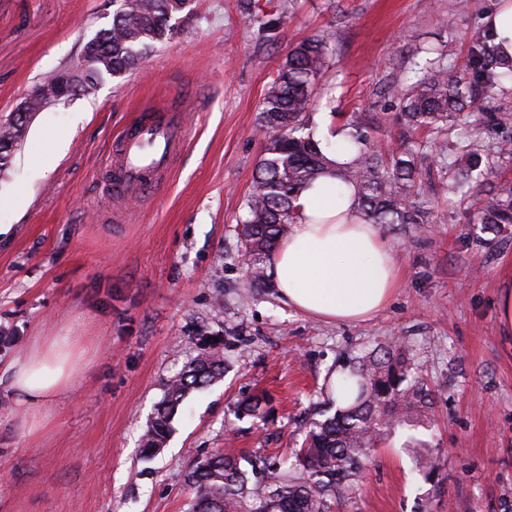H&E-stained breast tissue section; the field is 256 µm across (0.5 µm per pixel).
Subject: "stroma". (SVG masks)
Masks as SVG:
<instances>
[{"mask_svg":"<svg viewBox=\"0 0 512 512\" xmlns=\"http://www.w3.org/2000/svg\"><path fill=\"white\" fill-rule=\"evenodd\" d=\"M501 0H260L278 18L270 42L238 0H191L171 40L144 65L36 113L0 173V512H188V475L213 454L282 458L327 407L351 359L400 342L422 367L430 421L418 428L439 466L419 469L400 434L383 438L331 512H512V347L496 303L512 277V224L476 223L467 199L421 182L425 224H384L400 285L368 321L337 324L282 303L272 284L244 294L241 222L265 135L258 107L288 49L312 36L332 50L314 110L342 127L379 124L376 145L422 153L476 150L480 185L512 186V139L499 108L411 130L387 87L406 85L427 45L463 64ZM112 0H0V115L79 57L112 22ZM184 113L189 135L169 182L141 200L108 197L115 135L138 117ZM119 220H111V213ZM84 348L71 388L30 413L11 364L36 341ZM223 377L192 391L163 451L140 454L167 381L203 352ZM261 400L258 414L242 403Z\"/></svg>","mask_w":512,"mask_h":512,"instance_id":"obj_1","label":"stroma"}]
</instances>
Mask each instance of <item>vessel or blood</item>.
<instances>
[{
  "label": "vessel or blood",
  "instance_id": "obj_1",
  "mask_svg": "<svg viewBox=\"0 0 512 512\" xmlns=\"http://www.w3.org/2000/svg\"><path fill=\"white\" fill-rule=\"evenodd\" d=\"M187 126L178 120L139 119L115 138L109 170L114 197L142 195L164 180L180 156Z\"/></svg>",
  "mask_w": 512,
  "mask_h": 512
}]
</instances>
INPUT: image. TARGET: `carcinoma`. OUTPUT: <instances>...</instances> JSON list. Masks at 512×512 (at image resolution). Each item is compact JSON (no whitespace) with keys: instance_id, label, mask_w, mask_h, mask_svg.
<instances>
[{"instance_id":"obj_1","label":"carcinoma","mask_w":512,"mask_h":512,"mask_svg":"<svg viewBox=\"0 0 512 512\" xmlns=\"http://www.w3.org/2000/svg\"><path fill=\"white\" fill-rule=\"evenodd\" d=\"M190 0H112L111 27L99 31L83 46L81 61L46 77L30 94L41 106L53 94L59 77L70 73L74 87L93 90L107 77L138 69L148 53L174 35L185 18ZM240 12L257 24V34L269 39L277 27L258 0H239ZM331 49L315 36L292 47L272 78L259 111L265 143L253 187L244 209L243 237L250 267L247 287L263 282L259 261L298 223L294 201L309 183L336 169V178L355 190L357 215L368 224H424L428 212L414 202L420 171L417 154L395 150L385 157L374 150L366 114L355 112L345 127L354 156L333 165L329 154L344 146H320L308 132L320 81L328 68ZM425 64L415 66L417 79L405 87H389L402 108V117L414 129H439L465 110L480 109L486 97L512 85V56L494 44L485 32L475 39L461 70L448 64L441 47L425 49ZM21 117L12 113L0 121V171L17 151ZM436 168L455 169L446 189L467 197L480 224H512V188L483 196L473 191L481 175V160L463 153L448 160L440 152ZM224 375V359L204 354L166 384L162 405L143 435V458L152 459L165 446L171 421L190 391ZM429 390L419 365L398 345L377 356L368 353L336 379L333 415L311 423L294 459L269 462L248 460L251 470L237 459L214 454L189 474L194 497L189 512H330L341 483L356 474L371 448L394 427L411 431L405 447L422 457L428 444L413 434L425 426Z\"/></svg>"}]
</instances>
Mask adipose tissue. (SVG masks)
I'll use <instances>...</instances> for the list:
<instances>
[{
    "mask_svg": "<svg viewBox=\"0 0 512 512\" xmlns=\"http://www.w3.org/2000/svg\"><path fill=\"white\" fill-rule=\"evenodd\" d=\"M296 206L300 220L266 269L280 299L328 322L363 321L385 308L398 285L394 254L377 225L353 217L352 188L329 173ZM77 365L75 351L43 340L15 363L11 388L19 401L44 406L71 386Z\"/></svg>",
    "mask_w": 512,
    "mask_h": 512,
    "instance_id": "adipose-tissue-1",
    "label": "adipose tissue"
}]
</instances>
